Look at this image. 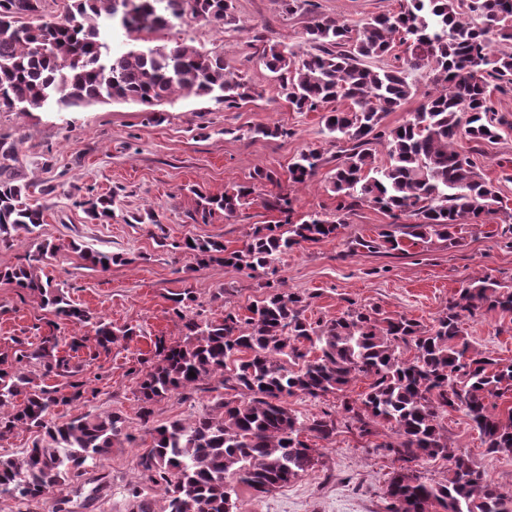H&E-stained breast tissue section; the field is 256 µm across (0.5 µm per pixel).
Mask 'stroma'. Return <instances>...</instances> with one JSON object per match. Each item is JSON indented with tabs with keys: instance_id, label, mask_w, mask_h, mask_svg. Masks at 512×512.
Returning <instances> with one entry per match:
<instances>
[{
	"instance_id": "stroma-1",
	"label": "stroma",
	"mask_w": 512,
	"mask_h": 512,
	"mask_svg": "<svg viewBox=\"0 0 512 512\" xmlns=\"http://www.w3.org/2000/svg\"><path fill=\"white\" fill-rule=\"evenodd\" d=\"M315 11L284 12L281 0H235L234 26L217 30L195 21L173 29L172 36L194 46L222 52L230 70L254 90L239 108L227 110L213 101L180 97L149 111L127 103L95 104L75 111L50 105L33 112H0V139L14 146L12 171L19 182L33 185V206L44 212L38 235L18 234L11 247H0V268L27 262L41 241L64 249L40 265L39 274L64 282L75 304L117 326L137 331L132 341L98 353L94 343L74 352L70 378L46 376L49 386L82 384L83 398L56 408L60 419L90 413L120 412L127 440L114 446L97 466H87L46 496L29 501L0 495V512H131V489L165 512L162 490L151 483L140 461L151 444L139 416L138 369L152 357L156 337L182 342L183 320L172 312L170 297L190 291L189 317L219 321L225 312L247 314L265 284L282 285L303 297L309 321L342 316L350 307L379 310L381 316L404 315L431 323L468 278L490 275L512 280V249L503 230L512 223V129L483 144L481 161L487 178L498 183L503 210L458 228L459 244L447 247L435 239L380 248L370 253L358 239L376 240L395 230L394 219L371 205L344 214L337 238L304 243L282 255L264 273L254 274L212 263L198 265L193 255L175 252L172 241L191 236L242 249L255 227L280 223L270 208L272 197L289 193L295 217L319 213L335 217L331 176L336 146L325 132L323 112L293 110L285 94L249 46L253 36L285 42L305 50L303 32L313 15L329 16L360 28L369 17L397 9L399 0H315ZM286 129L283 137L260 134V127ZM315 150L323 165L305 185L289 188L288 167L300 152ZM270 180L255 181L256 172ZM255 191L233 217L201 214L198 192L223 193L235 185ZM114 198L110 220L91 219L81 204L86 193ZM76 243L117 256L108 271L91 270ZM49 313L30 292L0 282V344L16 338L33 349L47 333ZM462 329L480 350L502 362L512 361V314L481 311L464 318ZM215 393L202 382L189 394L174 393L155 403L154 423L186 420L209 409ZM454 449L467 454L486 478L512 491V456L488 453L464 412L442 414ZM386 428L360 437L342 430L322 441L314 469L271 493L258 496L239 487L238 512H386V487L398 461L380 447Z\"/></svg>"
}]
</instances>
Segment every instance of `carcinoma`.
<instances>
[{
  "mask_svg": "<svg viewBox=\"0 0 512 512\" xmlns=\"http://www.w3.org/2000/svg\"><path fill=\"white\" fill-rule=\"evenodd\" d=\"M52 2L57 0H0V112H32L52 99L67 108L111 100L155 107L180 94L208 98L229 110L250 98V87L228 69L220 52L175 38L115 53L105 38L111 27L130 36L170 30L187 20L222 29L236 22L234 0H65L64 14L46 21ZM510 18L512 0H400L398 10L374 15L359 29L318 18L304 32L311 45L307 52L254 37V54L295 110L315 112L338 100L349 102L347 109L326 116L330 138L341 145L332 176L336 212L371 204L395 219L417 218L405 225L410 240L436 237L454 246L458 225L495 211L502 203L499 187L454 143L461 134L477 144L492 143L503 127L512 128L494 107L490 90L498 82L512 83V51L493 50L496 41L512 43ZM401 46L399 55L395 48ZM418 71L427 72L438 91L404 124L383 128L384 116L416 90ZM379 144L386 149L382 163L375 157ZM320 161L314 150L300 153L288 167L289 184H305ZM30 188L10 176L0 179V245L11 246L19 230L33 235L44 223L43 211L29 203ZM250 193L245 186L198 196L205 202L202 213L219 209L229 217ZM269 205L285 214L284 223L256 228L242 250L195 238L172 248L201 265L224 263L256 272L294 246L334 238L344 227L340 218L317 214L292 222L287 195L275 196ZM82 206L94 219L112 218L110 198L91 195ZM381 238L356 245L403 250L397 235ZM61 248L41 245L30 263L1 270L0 279L38 295L54 317L86 324L90 316L67 299L63 283L34 273L35 264ZM69 248L93 270L106 271L120 260L74 242ZM266 287L270 292L250 305V315L230 311L221 321L187 317L189 294H173L172 311L185 321L186 340L169 344L158 337L153 357L141 361L139 415L145 423L155 402L203 381H216V391L235 392L230 398L218 394L214 408L188 421L149 430L151 446L141 465L153 483L164 486L168 512H235L239 486L268 494L308 472L318 452L308 436L328 440L339 421L327 412L304 421L287 398L329 393L342 394L343 410L360 436L372 435L375 423L393 431L394 440L379 444L402 463L386 488L388 512H512V493L451 448L439 424L448 410H462L489 453L512 455V408L502 412L491 403L512 394V362L485 355L462 330V319L481 309L512 313V283L489 275L470 279L429 327L362 308L312 323L303 296ZM47 326L33 350L0 351V439L19 428L41 435L23 456H0V495L21 501L49 493L72 471L97 463L125 435L119 412L53 419L55 407L79 401L83 390L80 384L70 385L69 393L49 389L21 367L34 363L45 376L68 372L57 324L49 320ZM135 335L131 327L99 320L92 336L72 338L69 349L91 340L106 352ZM10 362L18 368L7 370ZM359 378L368 380V387L352 399L347 389ZM437 459L449 463L446 483L424 481L411 468Z\"/></svg>",
  "mask_w": 512,
  "mask_h": 512,
  "instance_id": "1",
  "label": "carcinoma"
}]
</instances>
